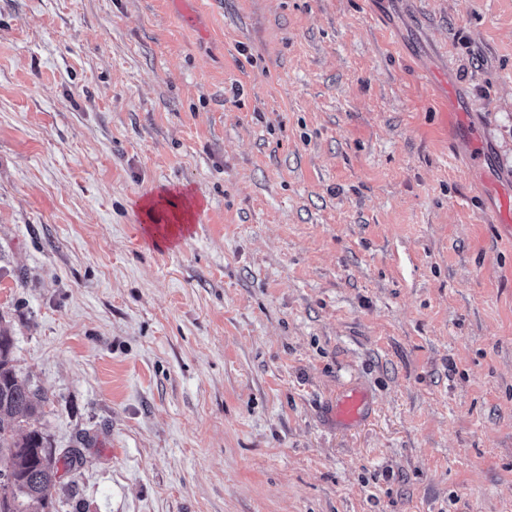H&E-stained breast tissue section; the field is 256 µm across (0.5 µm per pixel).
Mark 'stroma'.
Instances as JSON below:
<instances>
[{"label":"stroma","mask_w":512,"mask_h":512,"mask_svg":"<svg viewBox=\"0 0 512 512\" xmlns=\"http://www.w3.org/2000/svg\"><path fill=\"white\" fill-rule=\"evenodd\" d=\"M511 168L512 0H0L58 512H512ZM498 224L504 226L512 233V176L506 175L505 187H503L499 196V207L495 211ZM366 395L361 391H352L344 396L336 406V416L345 423L359 420L364 412Z\"/></svg>","instance_id":"stroma-1"}]
</instances>
